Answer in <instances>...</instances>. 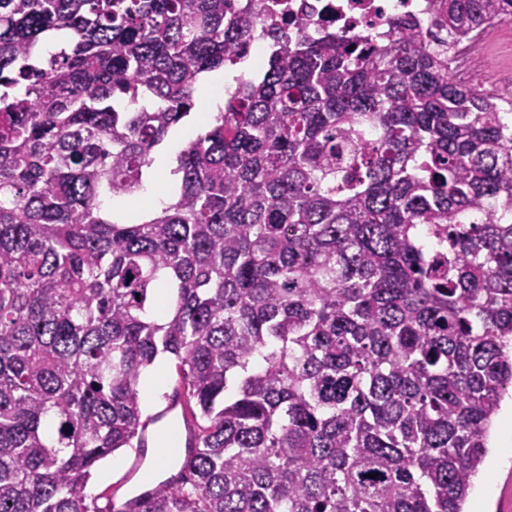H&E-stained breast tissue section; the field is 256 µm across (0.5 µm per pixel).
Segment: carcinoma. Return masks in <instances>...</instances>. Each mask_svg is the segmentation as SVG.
Segmentation results:
<instances>
[{"label":"carcinoma","mask_w":512,"mask_h":512,"mask_svg":"<svg viewBox=\"0 0 512 512\" xmlns=\"http://www.w3.org/2000/svg\"><path fill=\"white\" fill-rule=\"evenodd\" d=\"M270 11L0 0V512H102L162 355L205 424L133 512H466L512 385V100L452 64L512 0L390 40ZM258 38L173 202L108 208Z\"/></svg>","instance_id":"1"}]
</instances>
